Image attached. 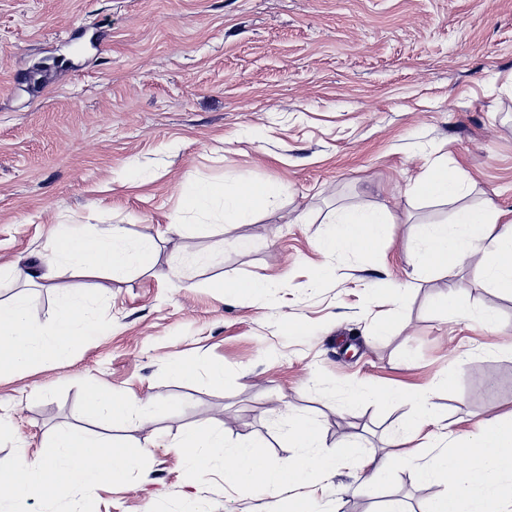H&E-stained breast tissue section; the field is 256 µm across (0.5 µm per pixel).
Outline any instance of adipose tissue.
Returning <instances> with one entry per match:
<instances>
[{
	"label": "adipose tissue",
	"instance_id": "obj_1",
	"mask_svg": "<svg viewBox=\"0 0 512 512\" xmlns=\"http://www.w3.org/2000/svg\"><path fill=\"white\" fill-rule=\"evenodd\" d=\"M409 190L423 199L451 201L462 197L466 187L447 167L437 166L412 180ZM280 194L276 184L230 188L199 182L186 188L183 198L188 209L205 213L219 207L225 220L242 221L269 207ZM331 221L334 232L322 244L327 255L348 249L367 256L387 237L392 217L383 209L350 205L336 209ZM154 247L152 238H130L119 224L95 233L64 225L57 233L56 270L121 276L146 265ZM473 249L481 252L484 272L494 287L512 294V211L457 208L449 223L425 228L418 261L428 270L444 268ZM29 306L24 293L0 302V374L37 361H67L78 342L102 329L101 321L78 301L66 302L47 327L32 321ZM161 410V405L131 394L108 393L93 384L84 397L85 413L107 425L135 427ZM141 453L138 446L59 427L35 457L23 454L11 467L0 468V512H12L19 500L54 490L77 486L89 493L105 481H120Z\"/></svg>",
	"mask_w": 512,
	"mask_h": 512
}]
</instances>
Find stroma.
I'll use <instances>...</instances> for the list:
<instances>
[{
	"mask_svg": "<svg viewBox=\"0 0 512 512\" xmlns=\"http://www.w3.org/2000/svg\"><path fill=\"white\" fill-rule=\"evenodd\" d=\"M433 164L466 182L468 204L512 210V0H0V266L16 270L0 300L28 291L47 326L81 298L103 323L68 362L0 375V465L59 426L96 431L87 384L169 406L113 425L145 449L122 486L53 491L15 512H277L279 495L185 477L175 442L197 426L285 463L294 452L275 424L294 413L319 421L325 449L349 439L409 457L512 418V295L476 251L445 271L416 265L422 226L451 218L408 191ZM129 169L144 182L124 183ZM206 180L282 193L231 224L184 209V187ZM350 204L388 210L389 235L370 256H326L329 218ZM63 224H120L156 250L121 278L57 275ZM218 278L273 286L221 298ZM451 290L470 315L437 307ZM487 306L493 331L478 323ZM177 359L223 363V386L176 377ZM358 389L406 397L357 401ZM414 393L440 421L402 440ZM365 478L343 464L287 494L324 512L391 500L423 512L445 490L408 468L386 492Z\"/></svg>",
	"mask_w": 512,
	"mask_h": 512,
	"instance_id": "stroma-1",
	"label": "stroma"
}]
</instances>
